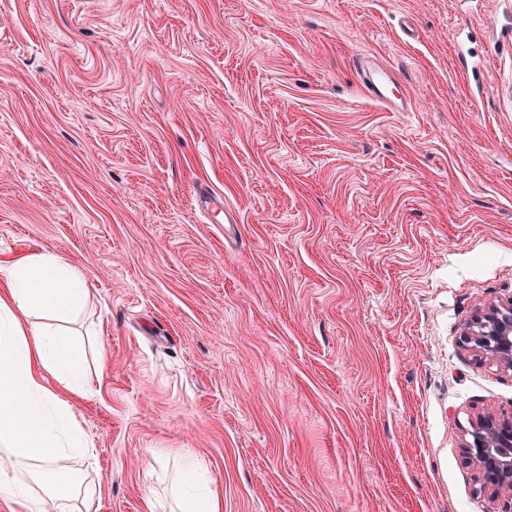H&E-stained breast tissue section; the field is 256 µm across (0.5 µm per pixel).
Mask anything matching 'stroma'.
I'll use <instances>...</instances> for the list:
<instances>
[{
	"instance_id": "1",
	"label": "stroma",
	"mask_w": 512,
	"mask_h": 512,
	"mask_svg": "<svg viewBox=\"0 0 512 512\" xmlns=\"http://www.w3.org/2000/svg\"><path fill=\"white\" fill-rule=\"evenodd\" d=\"M41 252L91 512H175L186 453L222 512H502L462 443L512 370L461 335L512 299V0H0V256ZM359 71L363 86L368 97L393 112H408L411 109V99L399 88L393 72L374 61L359 62Z\"/></svg>"
}]
</instances>
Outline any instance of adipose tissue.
I'll list each match as a JSON object with an SVG mask.
<instances>
[{"label":"adipose tissue","instance_id":"adipose-tissue-1","mask_svg":"<svg viewBox=\"0 0 512 512\" xmlns=\"http://www.w3.org/2000/svg\"><path fill=\"white\" fill-rule=\"evenodd\" d=\"M88 296L77 268L55 254L0 262V446L27 465L22 478L0 468L9 512H75L93 503L88 468L95 448L72 403L92 380L56 326ZM212 484L199 461L185 458L180 512H221Z\"/></svg>","mask_w":512,"mask_h":512}]
</instances>
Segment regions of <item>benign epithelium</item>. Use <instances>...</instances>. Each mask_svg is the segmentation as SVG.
I'll return each mask as SVG.
<instances>
[{
    "mask_svg": "<svg viewBox=\"0 0 512 512\" xmlns=\"http://www.w3.org/2000/svg\"><path fill=\"white\" fill-rule=\"evenodd\" d=\"M463 347L512 370V300L479 308L463 332ZM462 448L480 490L512 501V416L487 411L470 422Z\"/></svg>",
    "mask_w": 512,
    "mask_h": 512,
    "instance_id": "1",
    "label": "benign epithelium"
}]
</instances>
